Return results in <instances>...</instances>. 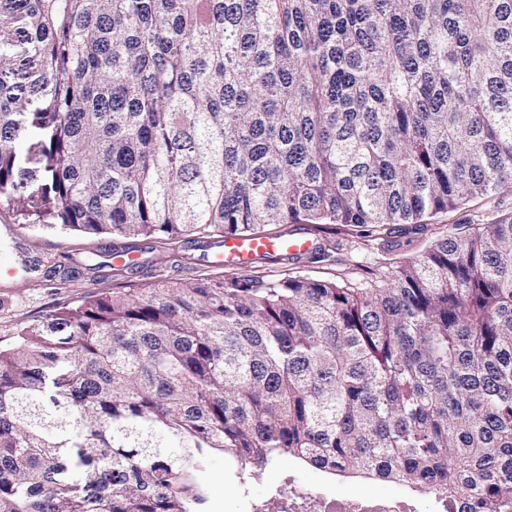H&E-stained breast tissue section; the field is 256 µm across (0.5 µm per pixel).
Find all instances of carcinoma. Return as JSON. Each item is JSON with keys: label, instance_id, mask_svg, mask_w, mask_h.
<instances>
[{"label": "carcinoma", "instance_id": "1", "mask_svg": "<svg viewBox=\"0 0 512 512\" xmlns=\"http://www.w3.org/2000/svg\"><path fill=\"white\" fill-rule=\"evenodd\" d=\"M512 186V0H0V206L391 235ZM288 454L512 501V218L366 287L104 292L0 350V512H203Z\"/></svg>", "mask_w": 512, "mask_h": 512}]
</instances>
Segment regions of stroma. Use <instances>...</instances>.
I'll list each match as a JSON object with an SVG mask.
<instances>
[{
  "mask_svg": "<svg viewBox=\"0 0 512 512\" xmlns=\"http://www.w3.org/2000/svg\"><path fill=\"white\" fill-rule=\"evenodd\" d=\"M512 217V187L465 202L460 207L427 217L419 229L397 232L370 242L356 227L342 224L313 226L282 224L285 237L303 236L330 244L329 256L319 251L278 260L259 259L245 268L216 264L223 251L220 235L185 236L170 244L147 237L117 238L60 229L24 227L22 238L8 253L19 273L0 281V347L13 346L24 328L42 323L59 308L76 306L103 292H144L164 282L245 273L267 279L306 275L318 280L363 286L379 273L407 264L436 241L461 236L479 224H495ZM128 253L133 263L123 266L116 252ZM311 485L327 486L339 497L384 495L399 485L354 474L339 476L300 460L280 455L239 483L223 453L211 455L202 476L207 491L204 512H245L247 497L283 489L287 474Z\"/></svg>",
  "mask_w": 512,
  "mask_h": 512,
  "instance_id": "obj_1",
  "label": "stroma"
}]
</instances>
